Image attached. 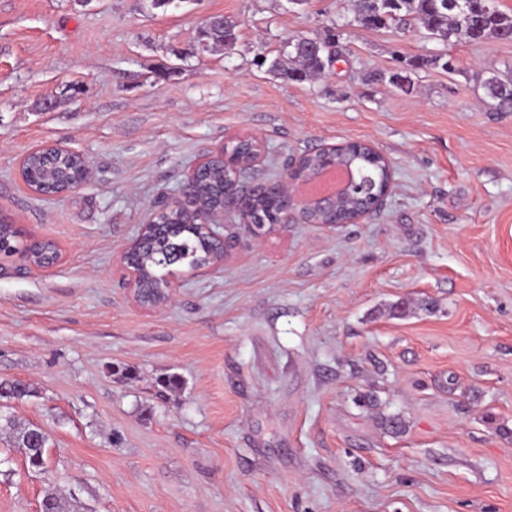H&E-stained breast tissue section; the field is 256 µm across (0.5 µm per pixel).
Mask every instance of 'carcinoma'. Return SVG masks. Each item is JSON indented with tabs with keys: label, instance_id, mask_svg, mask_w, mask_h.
<instances>
[{
	"label": "carcinoma",
	"instance_id": "1",
	"mask_svg": "<svg viewBox=\"0 0 512 512\" xmlns=\"http://www.w3.org/2000/svg\"><path fill=\"white\" fill-rule=\"evenodd\" d=\"M376 13V29L391 28L406 30L420 27L442 43L455 44L461 41L487 42L512 40V14L497 8L494 0H357L354 20L365 25L366 18ZM237 22L224 16L214 17V21L204 23L199 32L200 42L209 48L228 47V43L237 41ZM312 38L297 35L293 41L285 42L277 56L263 57L261 64L268 65L274 73L284 75L293 81H303L323 70L327 60V49L339 54L336 34L327 30L319 38L324 50L318 52L310 47ZM427 67H439L445 71L453 70L451 56L415 57L406 60L405 66L389 75L377 73L374 79L387 81L402 89L410 85L408 72ZM488 98L494 101L498 112H512V76L501 75L493 70L489 76L477 74ZM337 162L354 169L359 181L375 184V195L368 197L350 196L344 202L328 212L319 211L313 215L317 222H335L346 224L359 211L370 209L376 202V196L387 186L389 173L380 157L361 142H351L336 152ZM324 160L322 153H304L299 172L310 174L317 170ZM80 165L76 156L67 157L61 167L53 171H43V157L38 154L27 161L28 171L43 172L39 180L32 182L35 190L42 191L51 187L57 191L68 187L67 172ZM232 187L226 178L224 166L217 164L208 169L205 176L197 179L195 190L205 200L210 209H218L224 203V191ZM251 218L255 224H275L279 219L280 197L275 187L258 186L249 202ZM161 214L156 217L159 225L146 235V242L138 253V260L145 282L144 296L150 301L158 300L156 289L163 286L170 274L171 264L177 262L187 267L205 265L216 259L223 248L221 244L200 232L195 224L188 223V216L180 209H171L160 205ZM19 230L7 218L0 219V255L11 256L19 252ZM58 248L50 240L34 244L29 248L28 256L35 260L55 258ZM37 396V391L19 381L0 380V400L23 401ZM9 432L15 447L24 451L26 461L32 468L41 467L46 448L49 445L47 433L35 424H22L13 415L0 413V432Z\"/></svg>",
	"mask_w": 512,
	"mask_h": 512
}]
</instances>
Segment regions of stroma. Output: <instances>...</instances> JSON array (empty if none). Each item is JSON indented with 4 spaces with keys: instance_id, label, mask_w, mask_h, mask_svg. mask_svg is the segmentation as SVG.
<instances>
[{
    "instance_id": "35a3bbf8",
    "label": "stroma",
    "mask_w": 512,
    "mask_h": 512,
    "mask_svg": "<svg viewBox=\"0 0 512 512\" xmlns=\"http://www.w3.org/2000/svg\"><path fill=\"white\" fill-rule=\"evenodd\" d=\"M212 15L238 21L232 49L201 51ZM353 17L351 0H0V215L62 253L0 257V379L37 390L11 411L49 436L40 470L0 437V512L50 492L80 512H512V112L475 79L512 65V41ZM329 25L328 75L258 65ZM443 53L454 71L409 91L372 79ZM244 133L261 180L373 142L391 192L357 224L228 225L223 266L139 306L122 252ZM49 143L88 167L56 199L16 176Z\"/></svg>"
}]
</instances>
